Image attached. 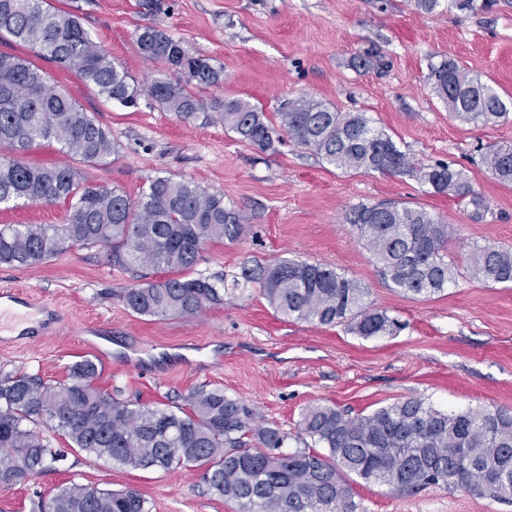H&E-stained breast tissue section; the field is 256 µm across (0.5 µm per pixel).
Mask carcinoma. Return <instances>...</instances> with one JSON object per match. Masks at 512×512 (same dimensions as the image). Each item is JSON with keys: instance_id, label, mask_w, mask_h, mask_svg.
Listing matches in <instances>:
<instances>
[{"instance_id": "obj_1", "label": "carcinoma", "mask_w": 512, "mask_h": 512, "mask_svg": "<svg viewBox=\"0 0 512 512\" xmlns=\"http://www.w3.org/2000/svg\"><path fill=\"white\" fill-rule=\"evenodd\" d=\"M12 38L35 55L72 70L107 102L136 105L129 73L83 26L78 8L50 0H0V40ZM141 56L165 64L144 92L184 121L204 114L239 140L266 152L287 132L323 162L344 170L409 175L452 195L484 218L485 198L462 171L449 164L416 167L364 112H336L311 97L284 100L280 125L242 98L198 93L224 80V68L190 52L166 32L146 27L137 36ZM432 92L456 118L487 126L508 107L488 83L457 61L430 67ZM38 141H53L87 166L116 151L97 119L26 58L0 53V207L19 203H67L61 224H1L0 264L28 267L73 247L104 246L128 268L167 273L126 289L122 300L145 317L195 316L224 302V280L194 277L203 246L235 240L244 217L224 197L188 180L155 176L138 198L88 182L71 165L33 166L20 159ZM482 163L492 177L512 185V145L491 147ZM345 222L364 242L383 274L402 293L429 298L456 281L448 260V224L424 207L378 202L349 209ZM470 275L486 283L512 284V248L485 246L470 258ZM232 288L259 291L283 318L324 326L345 325L359 336L393 335L399 321L365 301L368 289L321 263L284 260L244 262ZM97 367L75 363L67 379L45 383L22 372L0 378V485H20L61 460L41 428L69 448L106 457L131 470H203L208 490L234 502L238 512H357L350 477L402 494L427 488L461 490L512 503V409L447 413L410 396L369 414L349 416L336 407H305L295 441L257 420L255 408L209 384L192 389L182 403L149 406L121 400L94 384ZM323 448L317 451L308 441ZM38 512H150L135 489H100L68 482L41 498Z\"/></svg>"}]
</instances>
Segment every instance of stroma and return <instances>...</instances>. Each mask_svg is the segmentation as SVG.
<instances>
[{"label":"stroma","mask_w":512,"mask_h":512,"mask_svg":"<svg viewBox=\"0 0 512 512\" xmlns=\"http://www.w3.org/2000/svg\"><path fill=\"white\" fill-rule=\"evenodd\" d=\"M85 0V28L142 86L162 71L144 60L139 30L153 26L191 52L223 66L221 85L203 99L243 97L274 117L280 101L311 97L339 112H363L385 129L416 165L448 163L463 171L487 200L478 221L454 197L434 194L407 175L341 170L322 162L289 136L260 152L222 124L181 121L140 95L137 107L104 101L78 75L48 67L63 89L112 134L117 151L83 167L93 184L138 197L149 179L172 176L223 196L242 212L244 234L205 244L199 274L232 281L244 261L320 262L368 288L369 304L398 318L393 336L365 338L347 327H322L276 315L258 291L225 294L202 314L153 318L134 314L126 288L155 279L149 268L113 265L104 247L73 248L32 267L0 265V290L14 289L55 304L59 317L28 335L0 334V377L23 371L64 379L70 366L93 353L85 327L100 330L109 353L97 386L113 396L153 404L175 400L205 384L255 406L261 421L288 433L289 449L308 405L368 414L415 395L444 412L512 406V287L473 279L471 253L512 247V187L481 164L493 144H512V113L476 126L451 118L432 93L430 65L451 58L512 96V0L487 9L425 14L412 0ZM384 68L356 67L365 51ZM422 206L448 223V257L459 269L454 284L428 298L393 287L343 216L360 203ZM65 203L0 209V224H59ZM50 448L67 452L64 465L21 485H0V512H32L42 495L65 482L137 489L151 512H236L212 495L198 470L141 471L67 451L44 430ZM351 485L358 512H512V503L464 491L426 489L408 496L359 478Z\"/></svg>","instance_id":"obj_1"}]
</instances>
